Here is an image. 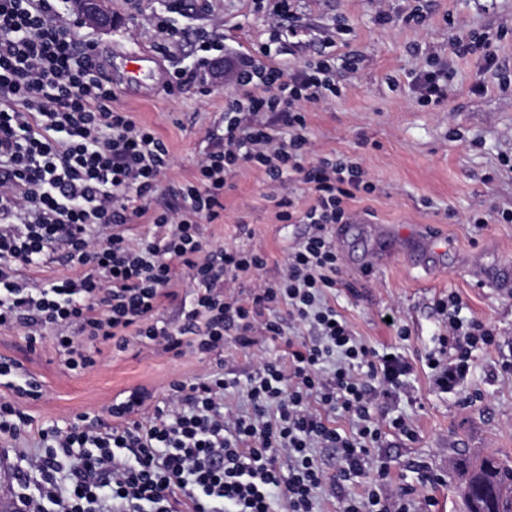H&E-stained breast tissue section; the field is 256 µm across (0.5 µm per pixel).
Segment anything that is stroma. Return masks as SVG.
<instances>
[{
  "label": "stroma",
  "instance_id": "1",
  "mask_svg": "<svg viewBox=\"0 0 512 512\" xmlns=\"http://www.w3.org/2000/svg\"><path fill=\"white\" fill-rule=\"evenodd\" d=\"M423 6V25L405 24V16ZM377 0H296L295 8L311 40L326 28L343 24L348 41L337 42L336 56L357 50L362 59L355 71H337L343 93L336 100L308 109V128L314 154H345L360 159L377 190L349 201L348 208L366 226H391L410 243L432 240L443 249L439 264L423 272L401 253L385 264L364 261L362 254L375 239L365 234L356 247L341 248V281L329 293L330 305L343 316L354 336L372 348L395 345L413 365L406 391L383 406L389 416L412 421L414 438L385 430L371 455L388 468L383 496L396 498L415 486L417 512H465L462 489L468 467L483 454L512 466V297L493 294L476 283L469 269L473 259L488 267L512 262V223L476 227L467 218L477 205L512 206V170L500 163L512 151V94L488 79L485 92L471 91L481 76L480 57L458 58L448 52L452 36L481 30H503L507 37L496 52L502 68L512 73V0H389L397 22L381 27L374 21ZM117 25L110 32L79 25V38L102 45L154 49L156 37L143 19L161 10L160 0H110ZM224 21V48L236 57L267 42L269 30L253 0H211L208 8L182 4L177 25L184 30L179 55L194 58L202 32L212 17ZM436 64L451 77L452 93L441 106L419 104L409 83L411 72ZM211 94L197 86L175 95L158 92L142 98L117 94L116 107L131 112L135 121L152 128L166 143L174 165L173 182L190 179L204 146L206 131L223 116L224 100L234 88L226 77L214 78ZM276 185L252 167H243L235 187L224 198V221L201 225L214 243L261 253L267 264L258 276L242 277L241 291L256 280H279L283 264L309 233L305 224H283L271 200ZM457 294L466 316L487 323L496 334L493 345L479 346L466 387L460 393L439 389L426 363L445 327L435 304ZM394 316L388 325L385 315ZM407 329L400 339L398 328ZM54 340L29 347L21 328L0 329V357L18 361L23 371L42 385L39 400L22 401L33 418L23 446L36 452L41 427L65 424L75 415L107 418V408L127 390L147 388L162 401L175 379L194 380L214 369L213 358L197 354L175 357L149 348L123 353L104 347L100 367L71 375L60 366ZM263 358L287 360L285 345H258L248 350L226 346L224 373L240 386L228 396L233 407L245 410V387Z\"/></svg>",
  "mask_w": 512,
  "mask_h": 512
}]
</instances>
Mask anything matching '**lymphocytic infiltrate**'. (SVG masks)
Masks as SVG:
<instances>
[{"label":"lymphocytic infiltrate","mask_w":512,"mask_h":512,"mask_svg":"<svg viewBox=\"0 0 512 512\" xmlns=\"http://www.w3.org/2000/svg\"><path fill=\"white\" fill-rule=\"evenodd\" d=\"M259 6L267 44L224 64V24L216 18L193 62L173 71L172 92L206 87L220 70L235 88L221 123L205 133L192 179L174 184L165 142L115 107L99 75V44L75 37L70 0H0V329L24 328L32 347L53 331L55 356L73 374L95 368L105 345L217 357L229 343L288 348L287 362L260 363L247 412L227 404L236 383L217 369L193 383L171 381L151 408L147 389L130 391L108 409L112 428L86 413L41 428L38 452L12 464L20 512H272L279 501L287 512H316L325 487L386 478L370 456L384 429L413 433L405 416H377L380 400L405 386L411 363L395 347L360 343L322 302L341 272L331 231L348 222V201L376 185L358 162L313 158L307 108L340 97L336 68H355L361 54L338 60L320 48L283 68L273 45L303 42L306 27L293 0ZM501 38L472 32L449 47L459 58L481 54L485 71L506 86L512 77L495 52ZM245 166L283 188L300 176L313 203L299 214L281 195L278 220L310 225L311 233L289 253L278 283L259 282L243 298L236 282L262 270L265 258L214 244L200 227L223 223L224 195ZM136 219L154 226L152 237H128ZM56 262L75 276L48 283L22 276ZM183 275L195 285L188 298L176 287ZM173 303L180 320H160ZM279 305L293 321L313 324L318 340H286L269 316ZM463 308L456 295L438 302L447 333L427 358L435 384L451 392L463 390L477 346L495 341L492 328L464 317ZM362 369L370 383L360 381ZM20 371L0 358V378H14L17 394L0 400V436L15 440L31 425L19 399L42 396L40 382ZM340 416L351 419V430L337 427ZM323 447L338 456L331 480L311 454ZM413 493L409 487L389 499L372 490L343 498L340 512H414Z\"/></svg>","instance_id":"1"}]
</instances>
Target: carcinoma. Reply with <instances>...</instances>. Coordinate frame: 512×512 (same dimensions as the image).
<instances>
[{
  "label": "carcinoma",
  "mask_w": 512,
  "mask_h": 512,
  "mask_svg": "<svg viewBox=\"0 0 512 512\" xmlns=\"http://www.w3.org/2000/svg\"><path fill=\"white\" fill-rule=\"evenodd\" d=\"M468 512H512V468L493 456L475 461L463 489Z\"/></svg>",
  "instance_id": "cac0c4a2"
}]
</instances>
